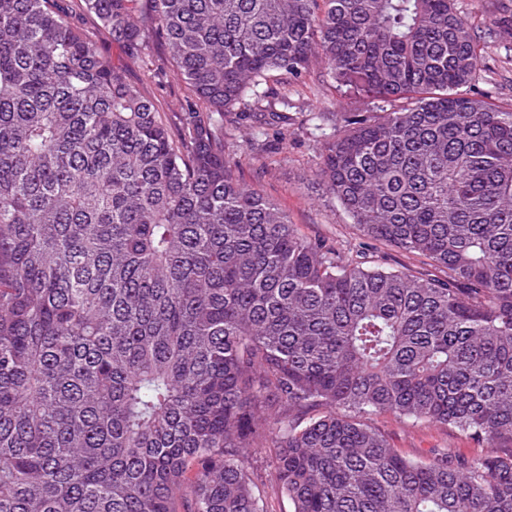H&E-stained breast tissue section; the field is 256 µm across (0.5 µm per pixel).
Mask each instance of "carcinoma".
Masks as SVG:
<instances>
[{
	"instance_id": "obj_1",
	"label": "carcinoma",
	"mask_w": 512,
	"mask_h": 512,
	"mask_svg": "<svg viewBox=\"0 0 512 512\" xmlns=\"http://www.w3.org/2000/svg\"><path fill=\"white\" fill-rule=\"evenodd\" d=\"M57 0H0V512H512V108L455 0H77L192 87L174 135ZM487 37L512 51V4ZM323 60L320 176L393 270L235 176ZM491 451L407 457L370 423ZM263 448L270 469L247 465Z\"/></svg>"
}]
</instances>
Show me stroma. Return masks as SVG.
<instances>
[{"mask_svg": "<svg viewBox=\"0 0 512 512\" xmlns=\"http://www.w3.org/2000/svg\"><path fill=\"white\" fill-rule=\"evenodd\" d=\"M58 6L74 28L94 41L101 53L121 67L128 83L153 100L170 128L178 129L179 116L192 99L193 92L177 75L160 41L154 35H146L138 57H129L111 33L99 26L94 16L76 9L73 0H58ZM457 8L484 45L480 70L468 89L469 94H485L496 104L512 107V52L489 42L485 34L498 11V0H457ZM288 101V112L294 123L286 140L273 135L268 137L266 153L254 154L247 148L246 142L252 133L249 120L230 125L240 179L257 185L307 237L327 239L345 252L365 248L371 254L381 256L386 267L391 269H421L418 258L361 237L349 215L328 194L319 177L324 133L330 132L332 126H343L349 113L365 111L368 107L366 99L340 92L325 65L319 62L294 83ZM314 112L325 113L326 121L311 120L310 115ZM370 422L389 437L395 448L411 457L429 455L436 448H449L467 456L482 455L487 451L486 446L474 443L451 426L416 424L388 413L373 415Z\"/></svg>", "mask_w": 512, "mask_h": 512, "instance_id": "35a3bbf8", "label": "stroma"}]
</instances>
